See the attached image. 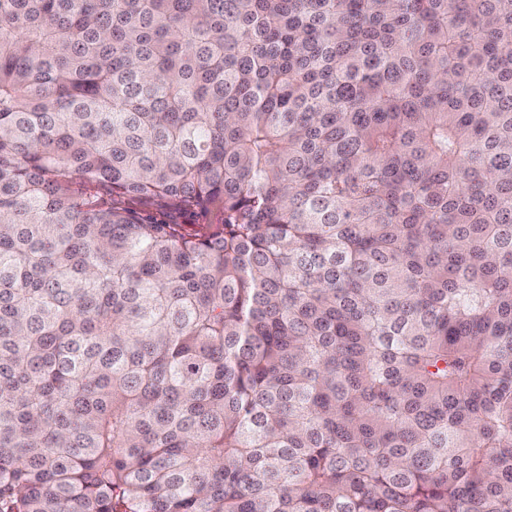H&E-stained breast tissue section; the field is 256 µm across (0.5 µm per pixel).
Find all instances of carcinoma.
Wrapping results in <instances>:
<instances>
[{
  "label": "carcinoma",
  "instance_id": "obj_1",
  "mask_svg": "<svg viewBox=\"0 0 512 512\" xmlns=\"http://www.w3.org/2000/svg\"><path fill=\"white\" fill-rule=\"evenodd\" d=\"M0 512H512V0H0Z\"/></svg>",
  "mask_w": 512,
  "mask_h": 512
}]
</instances>
